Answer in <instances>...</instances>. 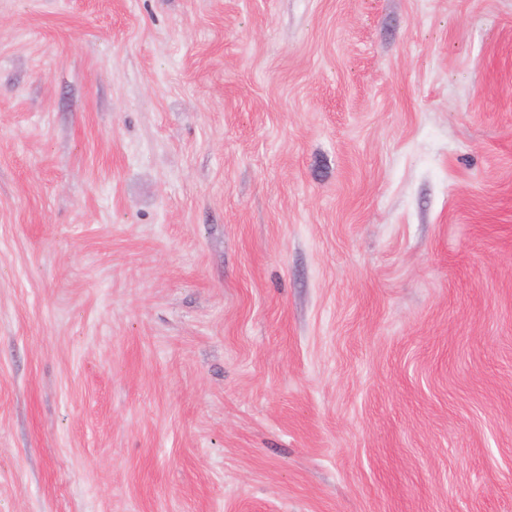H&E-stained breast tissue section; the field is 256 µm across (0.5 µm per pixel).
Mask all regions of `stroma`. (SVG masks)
<instances>
[{
    "label": "stroma",
    "mask_w": 512,
    "mask_h": 512,
    "mask_svg": "<svg viewBox=\"0 0 512 512\" xmlns=\"http://www.w3.org/2000/svg\"><path fill=\"white\" fill-rule=\"evenodd\" d=\"M0 512H512V0H0Z\"/></svg>",
    "instance_id": "stroma-1"
}]
</instances>
